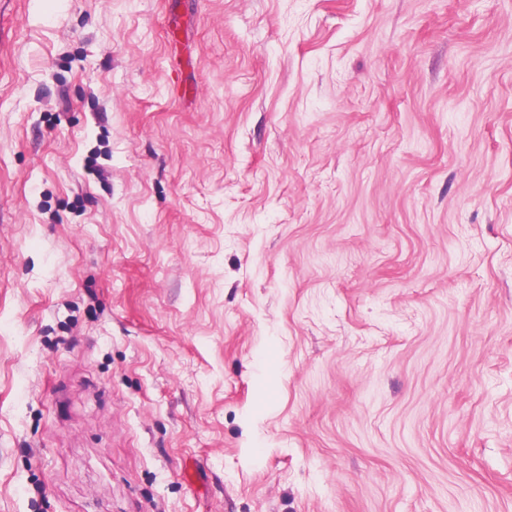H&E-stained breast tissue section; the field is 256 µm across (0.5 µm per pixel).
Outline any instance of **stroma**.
Instances as JSON below:
<instances>
[{
    "mask_svg": "<svg viewBox=\"0 0 512 512\" xmlns=\"http://www.w3.org/2000/svg\"><path fill=\"white\" fill-rule=\"evenodd\" d=\"M0 512H512V0H0Z\"/></svg>",
    "mask_w": 512,
    "mask_h": 512,
    "instance_id": "stroma-1",
    "label": "stroma"
}]
</instances>
